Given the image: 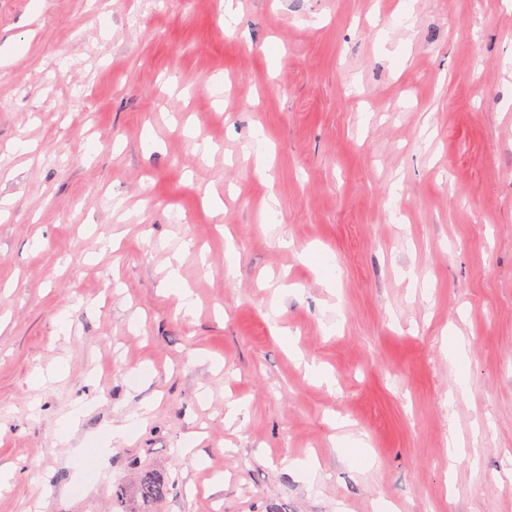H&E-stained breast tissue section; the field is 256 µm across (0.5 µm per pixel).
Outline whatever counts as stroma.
I'll list each match as a JSON object with an SVG mask.
<instances>
[{
	"label": "stroma",
	"instance_id": "stroma-1",
	"mask_svg": "<svg viewBox=\"0 0 512 512\" xmlns=\"http://www.w3.org/2000/svg\"><path fill=\"white\" fill-rule=\"evenodd\" d=\"M508 122L512 0H0V512H512ZM136 492L143 506H148L165 497L167 486L154 473L143 472L138 478Z\"/></svg>",
	"mask_w": 512,
	"mask_h": 512
}]
</instances>
